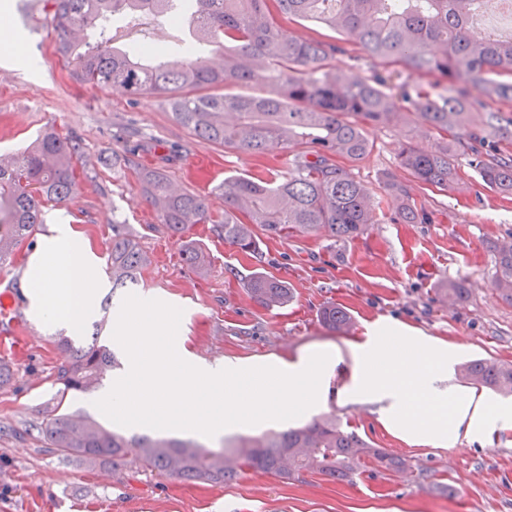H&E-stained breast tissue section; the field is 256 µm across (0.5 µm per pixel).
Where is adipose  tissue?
<instances>
[{"label":"adipose tissue","instance_id":"1","mask_svg":"<svg viewBox=\"0 0 512 512\" xmlns=\"http://www.w3.org/2000/svg\"><path fill=\"white\" fill-rule=\"evenodd\" d=\"M43 244L53 260L52 277L32 289L33 311L39 319L78 334L93 309L95 290L100 285L98 256L90 241L70 223L50 225ZM391 331L403 338L397 351L374 353L366 346L358 347L352 381L342 390L344 398L388 401L384 424L425 444L474 434L491 423H512V409L490 412L468 392L437 387V376L448 365L447 347L408 335L399 324ZM420 403L450 408V422L417 411Z\"/></svg>","mask_w":512,"mask_h":512}]
</instances>
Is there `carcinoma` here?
I'll list each match as a JSON object with an SVG mask.
<instances>
[{
  "instance_id": "cac0c4a2",
  "label": "carcinoma",
  "mask_w": 512,
  "mask_h": 512,
  "mask_svg": "<svg viewBox=\"0 0 512 512\" xmlns=\"http://www.w3.org/2000/svg\"><path fill=\"white\" fill-rule=\"evenodd\" d=\"M61 60L74 64L76 78L98 88L119 87L132 98L163 99L173 119L201 141L226 150L265 155L293 152L288 168L265 177L230 176L215 187L224 210L210 209L204 196L174 188L158 169L135 166L146 199L169 237L180 244L192 271L208 272L205 258L188 236L196 224H213L224 242L255 254L263 240L326 236L349 241L374 223L375 210L397 206L400 224L428 221L416 206L415 192L465 185L454 156L470 166L492 192L512 196V111L476 108L468 87L491 101L512 103V36H497L474 24L488 0H43ZM150 11L159 23L180 13L192 38L170 49L171 59L156 62L134 47L111 45L112 20ZM321 25L336 39L300 38L283 20ZM205 42L224 57L214 66L188 54ZM358 45L380 65L396 62L408 73L398 93L384 88L385 78L361 79L336 71L330 61ZM431 75L428 87L417 78ZM416 116L440 136L431 150L404 143L399 151L402 179L387 172L382 193L373 195L340 158L369 155V130ZM78 140L47 129L33 146L8 161L0 160V266L34 235L44 208L69 200L94 179L78 168ZM492 283L512 301V245L492 243ZM150 258L127 225L112 224V290L138 283ZM251 299L282 308L293 298L285 281L263 271L251 274ZM327 329L345 332L350 313L324 308ZM57 367V404L36 425L47 447L61 458H76L85 468L103 465L113 472L224 485L245 471L293 479L305 474L327 480L351 479L367 462L387 471L407 468L405 460L372 447L344 429L334 415L272 430L256 437L224 440L218 448L194 440L127 435L96 420L67 412L68 395L100 383L117 366L114 354L97 343L73 347ZM461 376L477 388L512 395V363L477 359L461 367Z\"/></svg>"
}]
</instances>
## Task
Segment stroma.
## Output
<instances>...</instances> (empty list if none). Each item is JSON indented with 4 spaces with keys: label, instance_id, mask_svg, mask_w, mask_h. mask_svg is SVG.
Returning a JSON list of instances; mask_svg holds the SVG:
<instances>
[{
    "label": "stroma",
    "instance_id": "stroma-1",
    "mask_svg": "<svg viewBox=\"0 0 512 512\" xmlns=\"http://www.w3.org/2000/svg\"><path fill=\"white\" fill-rule=\"evenodd\" d=\"M11 3L10 13L0 12V34L16 36L21 59L0 60V154L16 153L52 127L81 142L79 164L94 176L70 200L47 207L46 221L71 216L104 260L113 221L129 224L151 257L136 295L182 309L176 348L200 362L278 365L317 346L338 347L329 391L314 414L335 413L344 428L406 459L408 467L373 469L336 482L247 471L220 486L133 478L108 466L89 471L57 457L37 435L24 433L53 410L61 363L59 331L29 313L26 272L41 244L37 233L14 265L0 270V308L13 302L9 317L17 319L12 325L9 317H0V360L13 365L10 382L0 387V512H512V425L498 423L448 445L419 444L389 430L379 404L337 395L353 374V345L372 341L377 328L389 323L447 345L443 384L448 388H465L455 372L465 360L512 363V302L492 285L489 250L490 243L512 240V198L487 189L459 155L455 163L463 189L417 193L429 223L397 224L385 209L355 240H266L255 255L238 252L210 225L198 224L190 237L210 262L208 275L198 277L164 232L127 158L161 169L173 185L220 210L224 202L215 187L225 177L284 169L288 154L275 150L257 157L224 150L178 125L159 98L133 99L118 89L80 83L57 56L55 35L37 0ZM370 137L372 153L349 167L375 194L384 173L398 172L402 143L428 149L439 142L436 132L416 121L372 130ZM256 269L287 281L293 292L287 306L268 310L251 300L243 278ZM454 281L464 282L468 293L451 304L443 289ZM122 301L118 294L107 308L95 309L74 338L75 344H86L96 333L112 346L118 366L102 381L105 389L129 366L112 338ZM332 304L351 313L348 332L321 324V310Z\"/></svg>",
    "mask_w": 512,
    "mask_h": 512
}]
</instances>
